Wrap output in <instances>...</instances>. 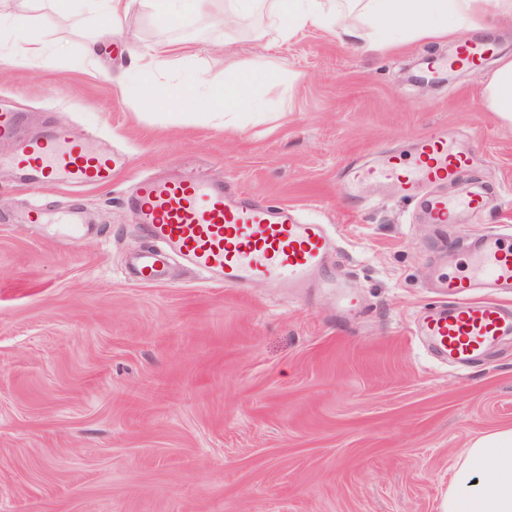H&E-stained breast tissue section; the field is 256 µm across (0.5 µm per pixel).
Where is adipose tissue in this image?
Returning a JSON list of instances; mask_svg holds the SVG:
<instances>
[{"label":"adipose tissue","instance_id":"ef3b65f1","mask_svg":"<svg viewBox=\"0 0 512 512\" xmlns=\"http://www.w3.org/2000/svg\"><path fill=\"white\" fill-rule=\"evenodd\" d=\"M512 16V0H226L225 23L264 20L276 41L285 43L300 30H330L341 26L357 47L388 46L409 40H461L464 32L488 15ZM172 42L146 50L130 49L131 81L161 105H197V81L188 75L158 82L164 62L177 53ZM47 44L34 30L16 22L12 0H0V61L30 62L45 56ZM260 67L228 70L222 93L212 96L213 112H238ZM486 111L512 118V59L501 58L484 80ZM443 512H512V428L489 431L475 438L457 464Z\"/></svg>","mask_w":512,"mask_h":512}]
</instances>
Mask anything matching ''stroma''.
<instances>
[{"label":"stroma","instance_id":"1","mask_svg":"<svg viewBox=\"0 0 512 512\" xmlns=\"http://www.w3.org/2000/svg\"><path fill=\"white\" fill-rule=\"evenodd\" d=\"M211 16L157 26L133 5L120 54L75 68L103 19L17 0L49 45L32 65L0 63V98L22 132L52 127L129 153L109 187L24 185L0 166V512H441L454 468L483 432L512 427V339L489 360L435 358L416 335L436 243L410 202L341 175L438 126L484 154L475 178L497 192L457 234L512 225V122L481 104L482 73L422 82L425 59L455 43L357 51L316 29L275 43ZM169 39L163 78L220 87L227 66L262 60L261 110L166 109L119 85L133 43ZM160 172L223 181L297 207L337 241L326 274L360 299L347 318L330 288L237 290L172 260L161 286L128 279L147 245L125 204ZM83 208L72 238L30 224L32 206Z\"/></svg>","mask_w":512,"mask_h":512}]
</instances>
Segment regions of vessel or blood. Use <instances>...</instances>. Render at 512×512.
Segmentation results:
<instances>
[{
	"label": "vessel or blood",
	"mask_w": 512,
	"mask_h": 512,
	"mask_svg": "<svg viewBox=\"0 0 512 512\" xmlns=\"http://www.w3.org/2000/svg\"><path fill=\"white\" fill-rule=\"evenodd\" d=\"M492 51L489 42L473 40L447 63L431 62L426 70L434 76L448 67L477 73ZM17 132L16 112L1 108L0 140H16L10 162L25 170L36 186H107L129 165L128 156L104 153L89 139L74 142L61 129L40 140H17ZM483 161L482 155L450 141L447 129L441 128L415 139L406 155L381 154L371 163L349 166L346 177L354 192L374 183L394 188L401 198H419L428 222L444 234L459 213L485 209L484 187L473 182L454 195L424 197L420 189L456 182L463 170ZM128 202L153 243L129 265L130 275L147 284L164 281V261L175 254L227 288L254 281L302 288L321 279L324 259L335 245L325 225L301 221L293 206L261 202L204 179L146 177L136 182ZM29 220L64 224L74 234L82 224L80 213L50 216L38 208L31 210ZM461 254V272L440 268L434 285L449 302L423 318L420 333L445 357L472 363L512 335V305L499 301L500 295L512 293V236L487 231L466 244Z\"/></svg>",
	"instance_id": "vessel-or-blood-1"
}]
</instances>
